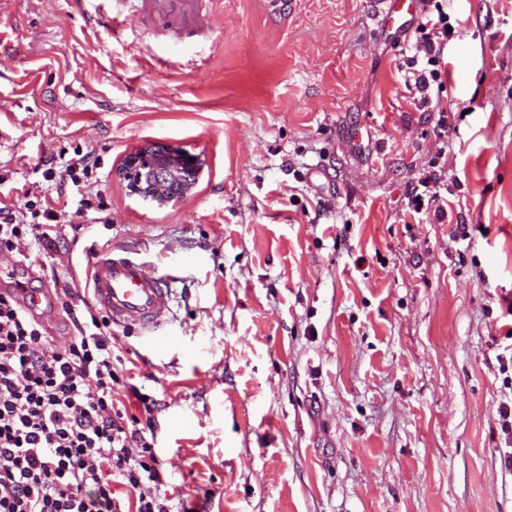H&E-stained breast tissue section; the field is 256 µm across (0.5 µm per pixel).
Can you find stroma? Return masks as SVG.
Here are the masks:
<instances>
[{
  "label": "stroma",
  "mask_w": 512,
  "mask_h": 512,
  "mask_svg": "<svg viewBox=\"0 0 512 512\" xmlns=\"http://www.w3.org/2000/svg\"><path fill=\"white\" fill-rule=\"evenodd\" d=\"M440 9L427 112L408 63ZM199 14L179 39L130 0H0V200L69 199L15 279L79 295L106 250L167 277V321L112 353L114 399L155 404L170 512H512V0ZM149 142L204 158L189 195L129 193ZM431 170L441 219L413 210Z\"/></svg>",
  "instance_id": "obj_1"
}]
</instances>
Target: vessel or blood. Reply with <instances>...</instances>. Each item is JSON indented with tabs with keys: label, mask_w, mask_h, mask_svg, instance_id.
Here are the masks:
<instances>
[{
	"label": "vessel or blood",
	"mask_w": 512,
	"mask_h": 512,
	"mask_svg": "<svg viewBox=\"0 0 512 512\" xmlns=\"http://www.w3.org/2000/svg\"><path fill=\"white\" fill-rule=\"evenodd\" d=\"M198 0H142L150 12L167 19L176 32L192 28ZM97 306L112 323L157 326L171 311V290L162 276L147 275L141 264L109 252L97 255L91 271Z\"/></svg>",
	"instance_id": "b4317fda"
}]
</instances>
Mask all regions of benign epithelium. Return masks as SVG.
Listing matches in <instances>:
<instances>
[{
    "label": "benign epithelium",
    "instance_id": "benign-epithelium-1",
    "mask_svg": "<svg viewBox=\"0 0 512 512\" xmlns=\"http://www.w3.org/2000/svg\"><path fill=\"white\" fill-rule=\"evenodd\" d=\"M201 166L198 157L180 148L147 145L129 154L117 175L127 182L131 194L166 205L176 198L170 185L178 184L181 193H188Z\"/></svg>",
    "mask_w": 512,
    "mask_h": 512
}]
</instances>
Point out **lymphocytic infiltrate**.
Here are the masks:
<instances>
[{
	"label": "lymphocytic infiltrate",
	"mask_w": 512,
	"mask_h": 512,
	"mask_svg": "<svg viewBox=\"0 0 512 512\" xmlns=\"http://www.w3.org/2000/svg\"><path fill=\"white\" fill-rule=\"evenodd\" d=\"M415 50L426 61L412 78L422 105L445 76L448 15L426 17ZM60 213L30 197L0 205V253L56 250ZM67 347L0 292V512H121L116 486L135 493V512H169L167 473L147 441L153 416L116 406L108 316L74 320Z\"/></svg>",
	"instance_id": "f902f5d3"
}]
</instances>
